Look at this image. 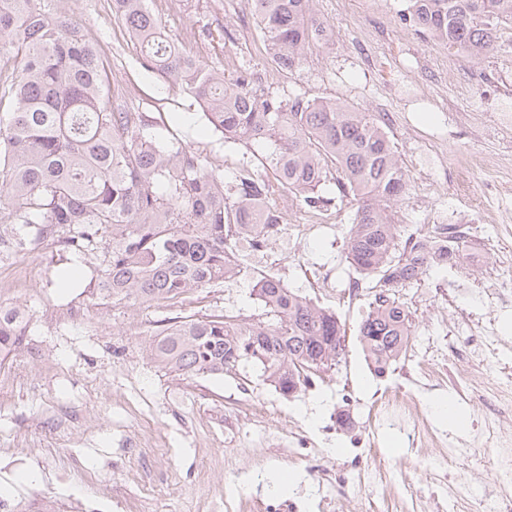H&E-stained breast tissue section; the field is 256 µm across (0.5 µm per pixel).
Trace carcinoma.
Listing matches in <instances>:
<instances>
[{"label": "carcinoma", "mask_w": 512, "mask_h": 512, "mask_svg": "<svg viewBox=\"0 0 512 512\" xmlns=\"http://www.w3.org/2000/svg\"><path fill=\"white\" fill-rule=\"evenodd\" d=\"M69 0H0V56L16 63L0 83L11 109L0 112V252L49 245L83 263L85 285L102 301L162 304L195 290L251 276L240 247L261 249L277 216L279 191L309 208L329 166L337 189L356 204L344 254L360 279L377 277L370 310L359 326L376 374L386 373L412 339L410 313L396 289L421 281L434 264L457 262L461 235L400 231L392 206L407 195L409 176L387 132L367 112L334 100L286 105L234 83L190 56L166 31L149 0H112V15L139 43L144 63L180 84L209 127L234 141L267 142L275 182L256 169L224 181L181 142H159L145 112L112 106L108 74L95 42L69 21ZM313 0H247L276 66L292 72L304 51L326 39ZM409 19L433 38L474 57L496 49L495 31L512 23V0H410ZM252 294L267 321L233 314L190 316L158 328L145 342L158 367L188 377L224 375L244 362L260 367L283 395L302 390L313 370L337 365L345 333L336 316L279 278H253ZM0 305V352H16L27 320Z\"/></svg>", "instance_id": "obj_1"}]
</instances>
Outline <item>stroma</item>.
Instances as JSON below:
<instances>
[{
  "mask_svg": "<svg viewBox=\"0 0 512 512\" xmlns=\"http://www.w3.org/2000/svg\"><path fill=\"white\" fill-rule=\"evenodd\" d=\"M408 6L409 0H314L326 40L306 51L295 72H279L271 83L263 74L275 64L246 0L150 3L183 49L222 71L226 82L244 78L258 94L286 103L336 99L373 115L409 175L394 214L402 230L425 235L440 214L459 213L467 256L432 266L421 283L398 294L411 313L416 358L381 376L365 359L358 328L372 293L362 289L353 303L346 298L355 272L343 243L354 208L332 180L320 189L332 200L327 223L305 237L289 236L288 228L307 223L309 209L274 195L279 224L248 263L335 313L346 331L339 364L297 396L282 395L249 365L231 376H174L144 350L157 325L177 316L263 318L251 281L198 291L171 306H124L59 287L69 266L64 252H23L0 261V304L28 314L25 342L10 361L18 374L0 389V482L17 472L38 480L9 493V501L48 493L57 512H207L203 494L220 498L233 484L249 498L300 495L315 503L319 489L306 477L279 483L289 466L275 461L277 449L300 428L317 434L323 465L335 468L340 449L363 433L380 398L403 383V369L447 366L455 309L471 311L479 327L501 339L489 369L512 366V24L499 27L494 54L477 58L419 31L406 18ZM68 14L101 45L111 84L125 88L115 107L148 113L161 139L191 147L225 180L243 167H263L267 145L224 141L180 86L141 66L138 45L107 0H70ZM473 150L483 161L451 194L448 183ZM496 283L507 299L490 308L484 291ZM252 400L284 411L286 421L257 422Z\"/></svg>",
  "mask_w": 512,
  "mask_h": 512,
  "instance_id": "stroma-1",
  "label": "stroma"
}]
</instances>
